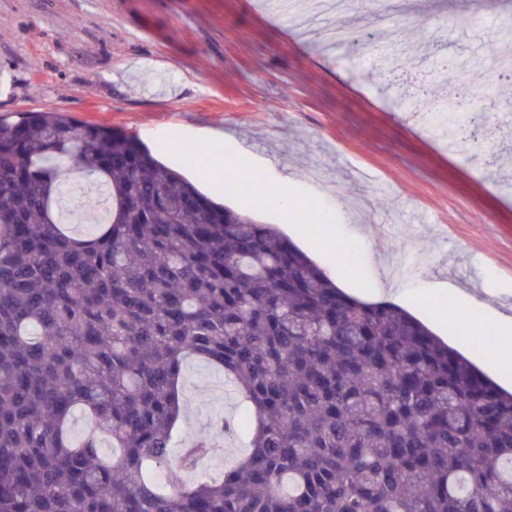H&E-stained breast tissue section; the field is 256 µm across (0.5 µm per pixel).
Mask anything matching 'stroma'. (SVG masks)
<instances>
[{"label": "stroma", "mask_w": 512, "mask_h": 512, "mask_svg": "<svg viewBox=\"0 0 512 512\" xmlns=\"http://www.w3.org/2000/svg\"><path fill=\"white\" fill-rule=\"evenodd\" d=\"M341 12L297 23L291 0H0V118L57 110L110 125L147 146L164 164L208 175L215 201L286 232L333 282L377 302L391 287L388 264L409 266L399 301L418 320L446 304L419 283H452L494 309L512 307V167L491 174L486 160L512 154L497 126L512 113V65L486 50L488 38L512 41V0H342ZM468 23H455L459 15ZM344 18L350 50L325 41ZM398 26L421 63L424 81L378 78L380 58L397 53L386 29ZM448 57L467 83L446 80L433 63ZM469 87L486 116L483 133L445 146L429 118L415 112L427 96L456 101ZM203 146L206 161L189 150ZM247 148L256 177L296 180L302 214L325 213L332 241H315L306 224L289 229L274 206L224 191L222 157ZM354 240L358 252L342 253ZM479 326L491 344L476 347L458 317L437 329L488 377L496 346L512 345L495 320ZM182 394L179 437H216L224 451L195 481L218 475L246 449L252 426L222 369L192 358ZM234 422L215 434V415Z\"/></svg>", "instance_id": "obj_1"}]
</instances>
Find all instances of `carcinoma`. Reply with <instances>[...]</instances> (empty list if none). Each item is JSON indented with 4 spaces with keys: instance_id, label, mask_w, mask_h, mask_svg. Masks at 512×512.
Here are the masks:
<instances>
[{
    "instance_id": "obj_1",
    "label": "carcinoma",
    "mask_w": 512,
    "mask_h": 512,
    "mask_svg": "<svg viewBox=\"0 0 512 512\" xmlns=\"http://www.w3.org/2000/svg\"><path fill=\"white\" fill-rule=\"evenodd\" d=\"M414 106L464 140L466 112ZM72 173L106 189L86 233L60 217ZM189 355L255 414L248 454L193 483L213 443L172 458ZM0 512H512V392L135 138L24 112L0 120Z\"/></svg>"
}]
</instances>
